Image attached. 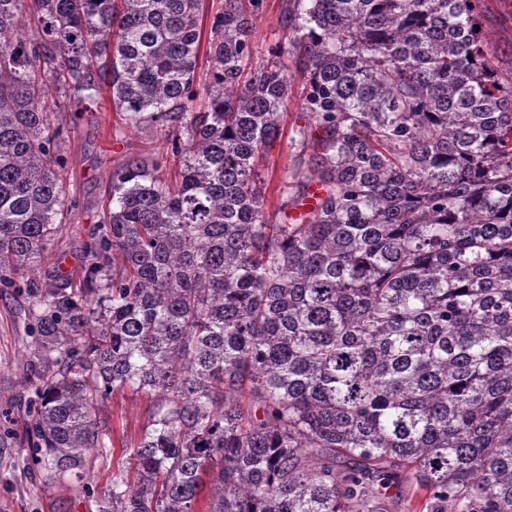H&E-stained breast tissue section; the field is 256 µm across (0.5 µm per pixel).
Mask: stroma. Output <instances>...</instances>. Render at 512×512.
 Here are the masks:
<instances>
[{
    "label": "stroma",
    "mask_w": 512,
    "mask_h": 512,
    "mask_svg": "<svg viewBox=\"0 0 512 512\" xmlns=\"http://www.w3.org/2000/svg\"><path fill=\"white\" fill-rule=\"evenodd\" d=\"M284 8L283 0H264L254 16L253 64L265 62L268 45L287 43L288 33L281 22ZM483 9L488 51L502 72L512 71V0H485ZM291 80V101L281 119L280 135L256 160V171L265 182V209L269 212L278 210L280 188L295 186L297 173L306 169L309 157L299 144L300 131L314 125L303 107L304 76L295 69ZM63 125L66 188L75 207L61 239L48 247L41 268L46 271L57 263L76 277L90 261L87 245L97 230L113 168L132 155H155L159 144L145 127L127 126L107 101L97 112H65ZM24 305V297L14 289L0 288V410L10 409L12 415L11 420L1 421L0 427L14 442L13 447H0V512H97L96 500L111 489L112 473L123 463L120 456L90 457L84 481L48 484L19 446L23 429L18 417L31 394L22 368L34 342L24 318ZM149 404L145 397L118 393L105 401L99 417L115 438L134 442L147 422Z\"/></svg>",
    "instance_id": "35a3bbf8"
}]
</instances>
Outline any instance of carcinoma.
<instances>
[{"instance_id":"cac0c4a2","label":"carcinoma","mask_w":512,"mask_h":512,"mask_svg":"<svg viewBox=\"0 0 512 512\" xmlns=\"http://www.w3.org/2000/svg\"><path fill=\"white\" fill-rule=\"evenodd\" d=\"M204 2L0 0L1 286L71 212L61 99L106 90L162 137L112 171L80 288L23 283L31 460L83 478L116 447L99 404L130 391L148 421L98 512H386L393 485L512 512V79L481 0H286L320 138L272 221L254 159L286 49L248 68L260 0Z\"/></svg>"}]
</instances>
